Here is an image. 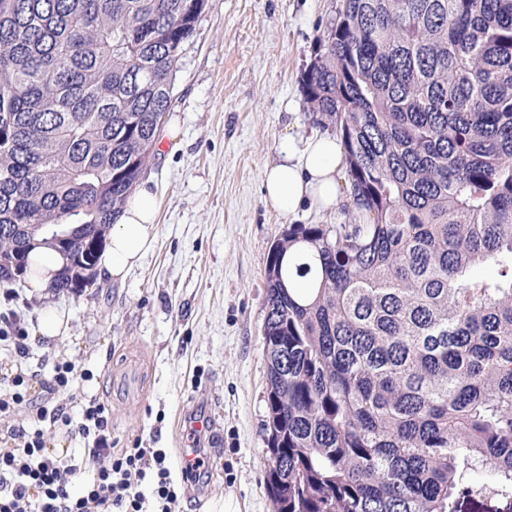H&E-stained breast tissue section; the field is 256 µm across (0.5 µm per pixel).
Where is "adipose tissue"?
Here are the masks:
<instances>
[{
    "mask_svg": "<svg viewBox=\"0 0 512 512\" xmlns=\"http://www.w3.org/2000/svg\"><path fill=\"white\" fill-rule=\"evenodd\" d=\"M279 159L263 173L265 203L283 216L310 205L334 208L339 199L337 170L343 157L334 135L328 134L296 144L281 140ZM157 194L151 182L141 183L110 227L107 244L99 258L101 274L123 281L152 248L157 236Z\"/></svg>",
    "mask_w": 512,
    "mask_h": 512,
    "instance_id": "1",
    "label": "adipose tissue"
}]
</instances>
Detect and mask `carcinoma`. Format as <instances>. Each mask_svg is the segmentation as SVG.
I'll list each match as a JSON object with an SVG mask.
<instances>
[{
  "label": "carcinoma",
  "mask_w": 512,
  "mask_h": 512,
  "mask_svg": "<svg viewBox=\"0 0 512 512\" xmlns=\"http://www.w3.org/2000/svg\"><path fill=\"white\" fill-rule=\"evenodd\" d=\"M207 5L0 0L1 282L91 285ZM301 82L356 213L270 249L274 512H512V0H341Z\"/></svg>",
  "instance_id": "carcinoma-1"
}]
</instances>
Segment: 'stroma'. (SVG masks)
Returning a JSON list of instances; mask_svg holds the SVG:
<instances>
[{"instance_id":"35a3bbf8","label":"stroma","mask_w":512,"mask_h":512,"mask_svg":"<svg viewBox=\"0 0 512 512\" xmlns=\"http://www.w3.org/2000/svg\"><path fill=\"white\" fill-rule=\"evenodd\" d=\"M339 0H208L165 118L176 140L146 173L159 197L155 246L121 282L29 299L67 331L33 343L50 378L64 358L87 375L80 395L108 408L113 448H160L177 512H273L265 483L268 415L262 336L265 268L286 219L267 207L262 171L281 138L330 133L301 75ZM204 419L203 476L181 480L191 419Z\"/></svg>"}]
</instances>
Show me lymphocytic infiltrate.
<instances>
[{"instance_id":"f902f5d3","label":"lymphocytic infiltrate","mask_w":512,"mask_h":512,"mask_svg":"<svg viewBox=\"0 0 512 512\" xmlns=\"http://www.w3.org/2000/svg\"><path fill=\"white\" fill-rule=\"evenodd\" d=\"M7 309L0 312V348L10 351L11 363L0 371V418L20 417L9 426L11 446L0 448V512H173L177 493L171 484L166 454L159 448L113 451L110 417L103 403L89 397L81 407L80 422L67 411L78 380L75 364L55 361L51 378L39 379L26 360L31 338L25 313L16 309V289L0 293ZM50 424L64 432L92 437L88 457L100 461L93 480L81 493L70 485L81 466L67 451L48 448L41 429ZM151 481V495L140 487Z\"/></svg>"}]
</instances>
